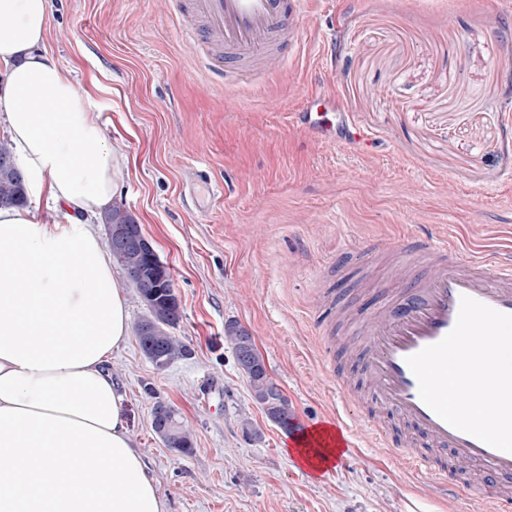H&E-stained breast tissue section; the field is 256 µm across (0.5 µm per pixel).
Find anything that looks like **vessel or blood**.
Listing matches in <instances>:
<instances>
[{
  "instance_id": "vessel-or-blood-1",
  "label": "vessel or blood",
  "mask_w": 512,
  "mask_h": 512,
  "mask_svg": "<svg viewBox=\"0 0 512 512\" xmlns=\"http://www.w3.org/2000/svg\"><path fill=\"white\" fill-rule=\"evenodd\" d=\"M304 5L305 0H190V16L201 19L207 36L224 50V68L206 55L200 63L211 75L222 70L232 74L249 58L282 45H301L294 20ZM336 104L332 95H311L297 119L321 142L335 144L343 138L364 143L360 128L349 126L340 134L324 123L321 108ZM397 250L406 263L423 260L429 269L414 275L406 290L388 294L372 315H357L351 327L361 348L366 385L384 408L364 423L379 447L397 449L410 471L428 480L434 495L452 498L465 486L484 502L486 512H512V453L439 418L421 400L406 362L454 328L462 297L512 315V263L490 252L463 256L458 244L444 236L409 237L399 241ZM390 415L408 427L407 436L391 430L386 422Z\"/></svg>"
}]
</instances>
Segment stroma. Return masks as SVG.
<instances>
[{
  "label": "stroma",
  "instance_id": "35a3bbf8",
  "mask_svg": "<svg viewBox=\"0 0 512 512\" xmlns=\"http://www.w3.org/2000/svg\"><path fill=\"white\" fill-rule=\"evenodd\" d=\"M48 45L90 92L126 157L116 205L168 267L187 348L156 368L137 337L112 357L129 429L169 512H481L430 495L426 478L378 447L343 407L320 354L333 345L360 384L349 340L313 326L312 302L378 307L402 286L387 253L403 236L451 235L512 260V0H306L302 53L271 58L229 86L199 69L181 22L189 0H50ZM315 92L335 95L368 136L325 144L293 120ZM206 171L214 196L189 195ZM364 243V264L341 262ZM247 329L295 412L269 421L239 370L225 326ZM174 407L193 448L150 427ZM340 416L352 462L313 471L291 452L299 431Z\"/></svg>",
  "mask_w": 512,
  "mask_h": 512
}]
</instances>
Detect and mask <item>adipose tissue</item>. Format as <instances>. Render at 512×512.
<instances>
[{"label":"adipose tissue","mask_w":512,"mask_h":512,"mask_svg":"<svg viewBox=\"0 0 512 512\" xmlns=\"http://www.w3.org/2000/svg\"><path fill=\"white\" fill-rule=\"evenodd\" d=\"M49 0H0V113L42 214L0 208V512H168L111 361L124 288L93 222L126 158L47 46Z\"/></svg>","instance_id":"obj_1"}]
</instances>
